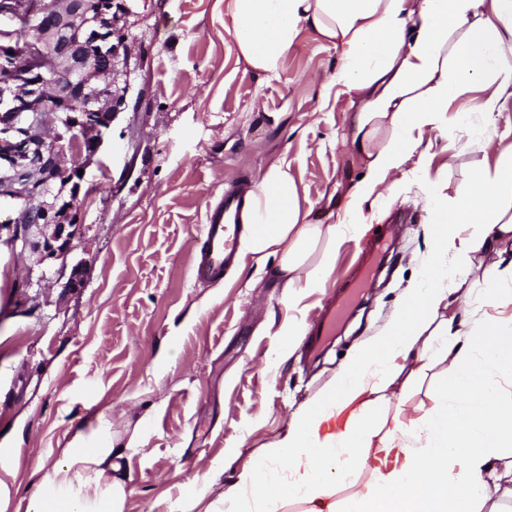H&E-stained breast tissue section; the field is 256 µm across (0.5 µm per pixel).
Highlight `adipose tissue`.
I'll list each match as a JSON object with an SVG mask.
<instances>
[{
	"label": "adipose tissue",
	"mask_w": 512,
	"mask_h": 512,
	"mask_svg": "<svg viewBox=\"0 0 512 512\" xmlns=\"http://www.w3.org/2000/svg\"><path fill=\"white\" fill-rule=\"evenodd\" d=\"M483 0H226L224 30L243 61L268 78L279 77L283 60L308 28L341 51L331 82L358 93L348 138L367 167L366 177L338 223L313 220L300 202L291 164L269 166L247 193L239 252L257 269H271L282 282L285 303L297 291H315L330 273L331 256L347 232L366 218L363 201L384 185L417 146L416 135L437 125L448 99L462 86L480 85L488 107L512 88V0H492L493 17L480 14ZM462 36L456 43L448 37ZM429 262L410 286L372 344L360 348L321 395L295 412L287 431L262 459L240 472L236 490L250 491L255 512H279L284 499L301 497L309 512H482L512 495V395L499 373H512V316H483L485 306L512 307V266L498 258L512 249V154L494 168L475 171L454 204L426 185ZM469 235H461L464 225ZM460 267L475 256L480 296L444 264ZM459 291L471 326L459 334L441 310L449 291ZM448 372L438 386L440 417L412 427L376 419V394L393 386L404 369L427 363L436 340ZM353 408L343 431L321 434L336 411ZM412 438L409 465L373 477L375 491L350 494L336 504L338 465L361 469L377 436ZM122 453L113 440L75 431L63 461L41 481L26 512H123L126 484L118 478ZM287 458L289 479L271 483L269 462Z\"/></svg>",
	"instance_id": "1"
}]
</instances>
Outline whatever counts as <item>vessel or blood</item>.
<instances>
[{
    "label": "vessel or blood",
    "instance_id": "obj_1",
    "mask_svg": "<svg viewBox=\"0 0 512 512\" xmlns=\"http://www.w3.org/2000/svg\"><path fill=\"white\" fill-rule=\"evenodd\" d=\"M244 203L235 193H225L221 202L206 214L201 257L193 267L202 280H219L236 255V233Z\"/></svg>",
    "mask_w": 512,
    "mask_h": 512
}]
</instances>
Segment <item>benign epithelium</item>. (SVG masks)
<instances>
[{
    "instance_id": "obj_1",
    "label": "benign epithelium",
    "mask_w": 512,
    "mask_h": 512,
    "mask_svg": "<svg viewBox=\"0 0 512 512\" xmlns=\"http://www.w3.org/2000/svg\"><path fill=\"white\" fill-rule=\"evenodd\" d=\"M126 3L95 0L84 10L61 0H0V68L13 74L0 86V244L29 253L67 277L68 291L84 286L82 263L68 266L81 232L78 171L101 150L129 89L130 55L123 27ZM85 135L82 164L67 165L75 133Z\"/></svg>"
}]
</instances>
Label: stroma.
<instances>
[{"mask_svg":"<svg viewBox=\"0 0 512 512\" xmlns=\"http://www.w3.org/2000/svg\"><path fill=\"white\" fill-rule=\"evenodd\" d=\"M130 88L97 164L82 187L83 228L71 262L85 261V286L66 292L40 279L32 257L0 245V457L19 464L5 482L26 503L62 459L75 430L104 415L123 444L124 512H194L229 496L242 468L287 429L376 336L406 288L422 274L427 210L421 183L444 200L465 193L471 175L512 152V95L486 116L485 93L462 87L448 121L425 129L389 180L396 190L366 208L359 234L345 237L322 288L282 303L269 275L247 283L237 269L218 281L191 269L208 209L227 191L244 192L271 164L291 161L303 205L336 223L365 171L345 136L357 101L331 79L340 52L302 30L265 79L238 58L224 32V0H127ZM395 244L365 303L323 353L281 349L286 323L312 328L340 288L373 269L379 237ZM39 305L21 307L22 294ZM437 360L405 390L386 391L381 418L436 410ZM137 447H127L132 431ZM400 447L374 444L357 484L334 498L371 493L372 474L406 467Z\"/></svg>","mask_w":512,"mask_h":512,"instance_id":"stroma-1","label":"stroma"}]
</instances>
